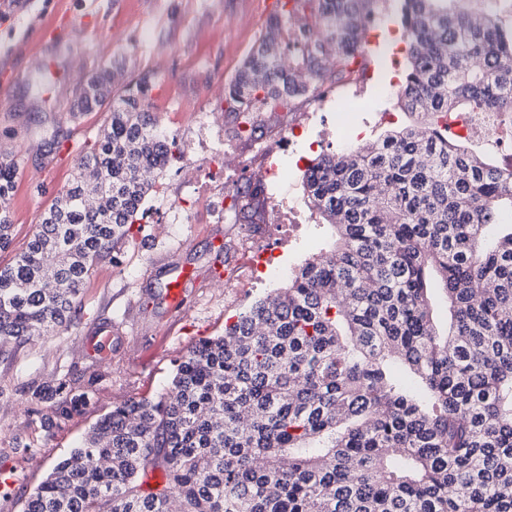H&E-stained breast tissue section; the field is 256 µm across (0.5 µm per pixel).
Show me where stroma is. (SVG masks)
<instances>
[{
    "instance_id": "stroma-1",
    "label": "stroma",
    "mask_w": 512,
    "mask_h": 512,
    "mask_svg": "<svg viewBox=\"0 0 512 512\" xmlns=\"http://www.w3.org/2000/svg\"><path fill=\"white\" fill-rule=\"evenodd\" d=\"M284 0H16L0 13V154L19 163L9 201L12 241L0 266L25 248L56 195L79 174L85 141L108 122L106 112H79L83 81L111 65L116 85L147 77L159 126L185 145L206 130L222 154L227 198L254 186L258 148L287 125L299 126L282 164L290 190L302 192L312 159L375 141L405 127L411 116L392 95L407 69L401 0H381L363 28L364 51L352 66L372 68L363 84L327 86L319 97L294 99L269 113L255 136L240 133L223 111L224 89L256 47L268 19ZM186 201L192 221L176 224L170 205ZM267 200L256 194L248 211L225 207L215 223L197 196L185 159L158 179L144 204L134 243L95 269L81 291L79 320L53 335L36 336L0 358V512H21L25 496L78 445L113 406L165 393L177 361L201 340L223 334L238 315L284 278L275 271L252 288L224 292L218 271L237 267L229 244L250 233L276 246L278 230L265 222ZM282 257L297 268L328 250L331 231L304 210ZM194 273L185 307L172 310L165 287L174 269ZM107 338L106 356L84 344ZM63 391H56L58 380ZM69 416H62V409Z\"/></svg>"
}]
</instances>
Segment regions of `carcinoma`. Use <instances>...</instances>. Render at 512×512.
Here are the masks:
<instances>
[{"instance_id":"obj_1","label":"carcinoma","mask_w":512,"mask_h":512,"mask_svg":"<svg viewBox=\"0 0 512 512\" xmlns=\"http://www.w3.org/2000/svg\"><path fill=\"white\" fill-rule=\"evenodd\" d=\"M291 2L225 88L251 131L346 80L381 0ZM484 2L403 0L398 103L425 121L308 166L335 247L192 347L168 393L98 418L22 512H512V226L487 243L512 213V160L484 159L448 123L512 113V35ZM148 91L113 92L104 65L79 94L110 122L0 267L1 348L72 324L82 285L132 240L177 149ZM17 169L0 155V197Z\"/></svg>"}]
</instances>
